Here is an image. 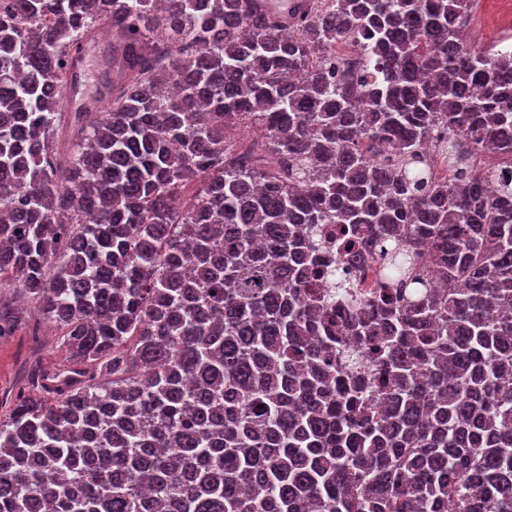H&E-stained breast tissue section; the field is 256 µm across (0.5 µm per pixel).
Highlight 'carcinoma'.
Returning <instances> with one entry per match:
<instances>
[{
  "mask_svg": "<svg viewBox=\"0 0 512 512\" xmlns=\"http://www.w3.org/2000/svg\"><path fill=\"white\" fill-rule=\"evenodd\" d=\"M466 7L0 0V289L66 351L0 416V512H512V171L462 151L512 158V50ZM107 22L104 111H61ZM374 256L394 287L321 300Z\"/></svg>",
  "mask_w": 512,
  "mask_h": 512,
  "instance_id": "1",
  "label": "carcinoma"
}]
</instances>
